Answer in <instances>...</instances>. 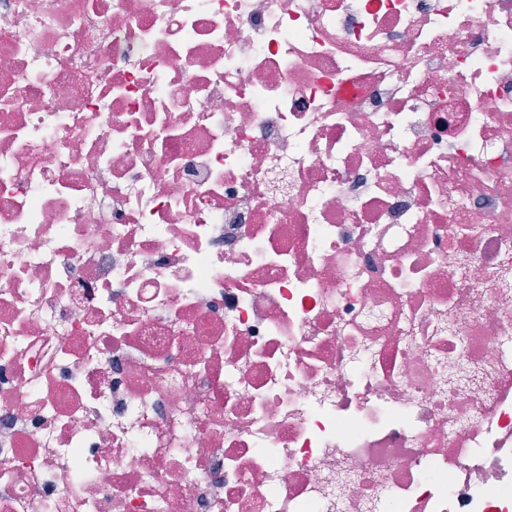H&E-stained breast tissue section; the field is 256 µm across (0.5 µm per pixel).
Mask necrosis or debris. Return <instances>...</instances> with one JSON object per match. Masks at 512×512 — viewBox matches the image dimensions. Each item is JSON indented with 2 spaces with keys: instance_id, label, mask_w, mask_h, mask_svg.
Wrapping results in <instances>:
<instances>
[{
  "instance_id": "4bbe7bcc",
  "label": "necrosis or debris",
  "mask_w": 512,
  "mask_h": 512,
  "mask_svg": "<svg viewBox=\"0 0 512 512\" xmlns=\"http://www.w3.org/2000/svg\"><path fill=\"white\" fill-rule=\"evenodd\" d=\"M0 512H512V0H0Z\"/></svg>"
}]
</instances>
